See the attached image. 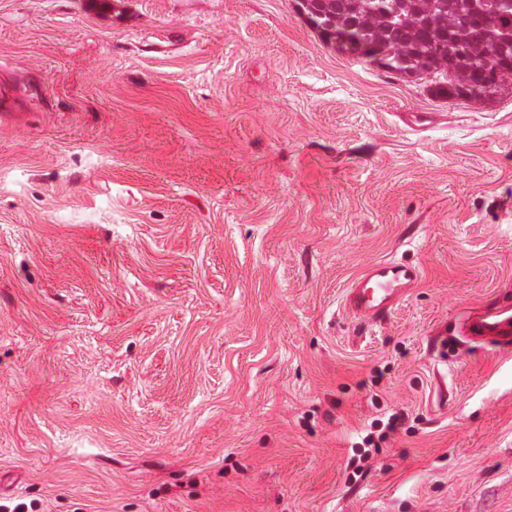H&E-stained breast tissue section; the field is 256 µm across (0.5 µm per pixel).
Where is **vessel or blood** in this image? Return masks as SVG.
<instances>
[{"mask_svg": "<svg viewBox=\"0 0 512 512\" xmlns=\"http://www.w3.org/2000/svg\"><path fill=\"white\" fill-rule=\"evenodd\" d=\"M420 279V267L400 259L371 264L348 287L346 304L362 318L384 319ZM463 333L471 341L512 344V305L506 303L472 313L463 325Z\"/></svg>", "mask_w": 512, "mask_h": 512, "instance_id": "1", "label": "vessel or blood"}]
</instances>
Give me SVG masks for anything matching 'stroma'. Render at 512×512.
Segmentation results:
<instances>
[{"instance_id": "1", "label": "stroma", "mask_w": 512, "mask_h": 512, "mask_svg": "<svg viewBox=\"0 0 512 512\" xmlns=\"http://www.w3.org/2000/svg\"><path fill=\"white\" fill-rule=\"evenodd\" d=\"M0 81V500L512 512V347L460 332L512 304V85L438 97L293 0H0ZM389 258L418 286L348 312ZM419 266L387 259L367 266L350 284L346 305L362 318L382 320L421 279Z\"/></svg>"}]
</instances>
